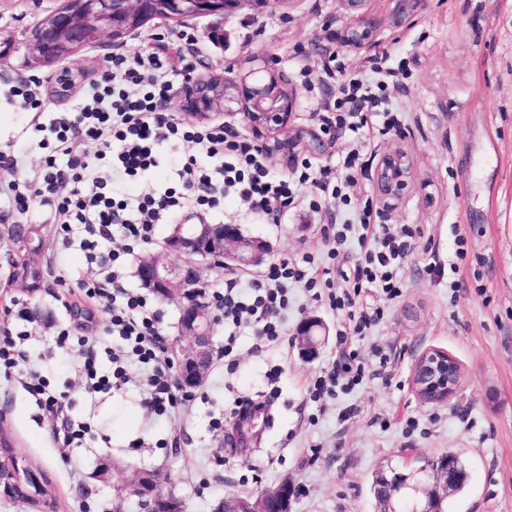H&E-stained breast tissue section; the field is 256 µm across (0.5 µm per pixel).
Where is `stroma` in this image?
<instances>
[{
    "label": "stroma",
    "mask_w": 512,
    "mask_h": 512,
    "mask_svg": "<svg viewBox=\"0 0 512 512\" xmlns=\"http://www.w3.org/2000/svg\"><path fill=\"white\" fill-rule=\"evenodd\" d=\"M62 0H0V36L14 46L0 59V153L17 157L18 176L30 175L43 156L34 126L79 98L108 65L112 53L132 57L154 49L169 51L192 38L198 50L194 77L246 73L253 59L268 60L296 97L295 126L318 130L315 111L336 82L324 70L335 50L346 73L380 55L390 108L401 118L398 133L368 138L358 148L379 160L399 146L409 155L414 182L402 203L380 210V223L409 225L415 248L401 273L400 297L388 314L357 341L368 371L352 388L315 401L310 390L339 350L336 332L343 316L301 286L289 290L282 314L283 336L274 342L242 331L234 365L224 361V325L214 322L215 357L189 406L155 415L147 403L146 369L128 365L131 380L122 389L84 393L77 352L57 347L62 327L106 334V314L81 319L73 293L88 263L81 234L70 245L57 238L54 207L33 199L28 209L0 222V237L15 224L35 228L44 243L35 262L44 279L33 293L13 288L0 300V339L28 330L23 357L11 375L0 373V426L7 430L19 463L43 470L56 512H142L136 498L95 477L104 463L120 464L125 475L157 471L163 489L178 496L187 512H215L228 494L258 496L281 481L294 484L291 512H377L370 486L375 473L403 468L412 458L448 450L470 467L465 495L448 500L449 512H512V0H425L416 20L393 30L390 0H367L372 24L361 46L337 43L333 35L348 24L341 0H276L264 11L243 8L226 18L154 19L121 44L103 37L67 58L35 61L27 49L35 24L53 14ZM77 75L67 94L56 78ZM34 82L47 104L44 112L21 110L7 91L14 82ZM188 145L160 149V164L146 180L117 188L125 197L146 186L158 189L178 180L179 158ZM235 224L244 235L267 240L270 261L311 253L325 258L326 209H290L277 223L255 213L240 197L198 214L178 212L184 226L198 219ZM465 239L467 260L457 261L456 242ZM483 257L471 267V256ZM459 262V272L450 263ZM21 309L26 319L14 318ZM320 319L327 336L315 358L304 356L295 339L298 326ZM441 350L461 367L456 391L442 404L415 394L411 370L425 352ZM388 366H380V357ZM38 374L69 394L65 415L91 426L82 444L62 447L56 423L27 382ZM263 408L235 460H227L223 436L213 419L224 417L235 396Z\"/></svg>",
    "instance_id": "obj_1"
}]
</instances>
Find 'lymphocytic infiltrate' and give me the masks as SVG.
Listing matches in <instances>:
<instances>
[{
  "label": "lymphocytic infiltrate",
  "instance_id": "lymphocytic-infiltrate-1",
  "mask_svg": "<svg viewBox=\"0 0 512 512\" xmlns=\"http://www.w3.org/2000/svg\"><path fill=\"white\" fill-rule=\"evenodd\" d=\"M191 71L187 59H175L166 51H152L128 58L113 57L111 66L90 82L84 104L75 112L54 117L44 128L47 153L32 180L14 177L16 160L7 157L8 172L0 190L8 196L13 210L28 209L31 196L52 199L55 206L56 235L70 242L75 228H82V245L90 266L76 281L80 296L106 306L109 335L121 344L112 351L111 376H98L96 362L100 341L94 336L70 338L59 331L56 342L74 344L82 359L80 373L88 390L98 392L126 384L129 375L124 362L136 358L149 365V403L156 414H167L185 405L189 397L177 385L165 340L159 330V311L139 292L126 288L120 269L125 255L151 241L155 226L172 208L193 205L218 208L232 193L269 218L295 208L302 201L301 186L315 189L310 206H349L363 194L364 184L356 166L355 152L337 163L313 166L302 159L285 177L271 175L261 151L253 141L227 128L212 124L198 128L168 113L174 91L173 77ZM382 94L373 93L358 79L340 84L337 96L323 102L317 113L319 130L327 137L344 134L362 140L364 134L386 136L399 130L400 121L386 106ZM97 145L95 156L77 152L78 143ZM181 142L193 149L179 171L180 189H149L133 202L115 200L112 185L116 175L144 176L158 164L157 148L166 142ZM70 184L62 192V184ZM372 205H364L357 215L355 231L362 248L351 258L341 250L345 232L327 226L324 237L330 247V267H322L314 255L283 259L269 265L261 279L241 287L236 279H225L223 287L211 292L212 304L224 322L227 335L225 354H232L241 331L253 329L269 341L283 334L279 320L288 308L290 285L314 290L327 274H334L336 287L328 291L331 309L345 313L347 323L338 330L339 344L364 337L387 313L386 302L401 294V271L413 250V230H394L378 223ZM365 366L355 353L338 352L316 381L313 398L332 394L339 382L358 385Z\"/></svg>",
  "mask_w": 512,
  "mask_h": 512
}]
</instances>
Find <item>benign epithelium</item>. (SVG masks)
<instances>
[{
    "instance_id": "benign-epithelium-1",
    "label": "benign epithelium",
    "mask_w": 512,
    "mask_h": 512,
    "mask_svg": "<svg viewBox=\"0 0 512 512\" xmlns=\"http://www.w3.org/2000/svg\"><path fill=\"white\" fill-rule=\"evenodd\" d=\"M352 23L336 30V41L361 45L369 38V27L362 24L366 0H341ZM271 0H65L64 5L45 19L29 42L32 56L44 61L68 57L82 45L101 36L113 39L141 28L140 19L146 5L152 4L154 19H183L191 16L224 18L249 4L263 9ZM424 0H392L391 26L400 29L418 15ZM286 90L269 65L259 67L244 77L221 76L194 79L182 89L185 106L201 121L219 112L240 113L247 126L262 137L263 153L288 162L296 148L304 145L311 152L324 150V143L310 131L295 130L290 134V121L296 104L293 95L283 99ZM414 172L405 152L396 147L379 159L374 184L377 197L385 207L400 203L407 196ZM19 249L31 251L34 228L16 227ZM165 255L154 254L142 264V282L152 291H160L166 301L179 311V333L191 341L178 357L177 379L185 391H193L203 383L214 359L211 332L213 315L202 297L206 284L203 264L218 258L226 266L246 268L258 266L270 252V244L245 236L235 224H197L188 234L181 232L167 239ZM324 324L311 318L296 332V340L305 356L318 352ZM459 381V366L447 353L434 350L423 354L412 370L413 388L418 397L431 404L448 400ZM161 478L143 473L123 484V490L147 503L156 512L172 507L171 494L159 492ZM454 486V473L448 457L439 456L418 469L395 471L387 482L382 512H397L395 504L410 500L409 512H445ZM295 487L284 480L265 490L257 498L230 495L224 499L223 512H269L272 501L280 504V512H290Z\"/></svg>"
}]
</instances>
